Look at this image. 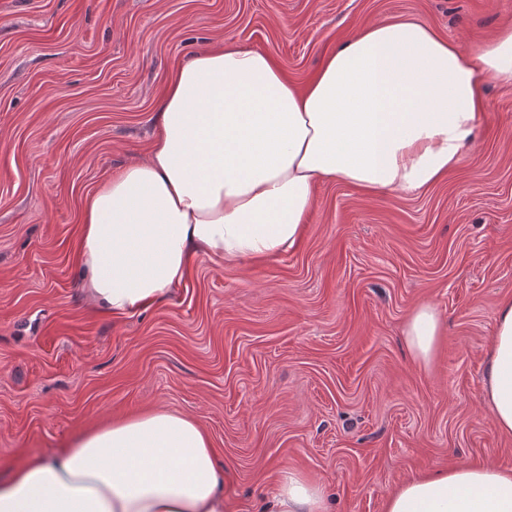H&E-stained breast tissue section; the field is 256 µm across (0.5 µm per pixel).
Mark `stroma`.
<instances>
[{
  "instance_id": "stroma-1",
  "label": "stroma",
  "mask_w": 512,
  "mask_h": 512,
  "mask_svg": "<svg viewBox=\"0 0 512 512\" xmlns=\"http://www.w3.org/2000/svg\"><path fill=\"white\" fill-rule=\"evenodd\" d=\"M414 18L471 50L512 0H0V478L140 412L187 415L224 464L229 512H259L282 472L331 512L451 464L512 469L481 398L500 302L512 298V84L458 168L413 193L314 187L287 253L195 256L164 301L115 317L78 272L84 204L147 158L174 71L230 40L308 84L341 40ZM433 305L430 366L402 330Z\"/></svg>"
}]
</instances>
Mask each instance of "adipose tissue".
<instances>
[{
	"instance_id": "ef3b65f1",
	"label": "adipose tissue",
	"mask_w": 512,
	"mask_h": 512,
	"mask_svg": "<svg viewBox=\"0 0 512 512\" xmlns=\"http://www.w3.org/2000/svg\"><path fill=\"white\" fill-rule=\"evenodd\" d=\"M512 83V25L477 51L410 18L365 25L306 86L269 53L227 41L172 77L146 160L87 199L79 273L95 307L115 316L163 302L192 256H275L300 238L314 186L342 179L374 193L416 192L457 168L480 128V78ZM482 394L512 436V298L495 315ZM419 364L442 336L437 311L405 323ZM265 512H327L322 487L294 471ZM0 512H225L224 471L198 423L147 411L91 429L0 480ZM383 512H512V470L459 464L390 491Z\"/></svg>"
}]
</instances>
